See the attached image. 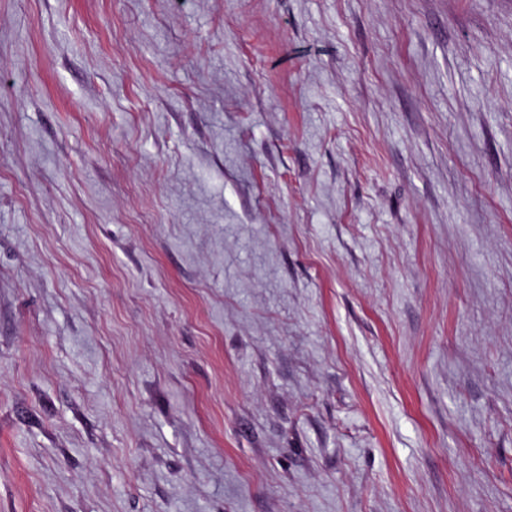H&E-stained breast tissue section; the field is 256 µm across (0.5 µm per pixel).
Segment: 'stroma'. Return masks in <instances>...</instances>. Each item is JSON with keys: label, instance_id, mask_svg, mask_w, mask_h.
I'll return each mask as SVG.
<instances>
[{"label": "stroma", "instance_id": "35a3bbf8", "mask_svg": "<svg viewBox=\"0 0 512 512\" xmlns=\"http://www.w3.org/2000/svg\"><path fill=\"white\" fill-rule=\"evenodd\" d=\"M0 512H512V0H0Z\"/></svg>", "mask_w": 512, "mask_h": 512}]
</instances>
